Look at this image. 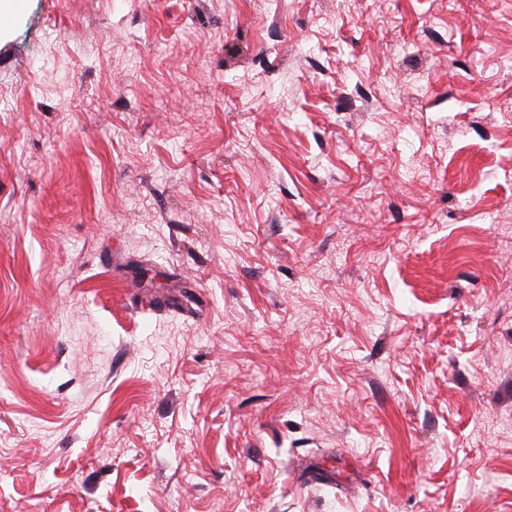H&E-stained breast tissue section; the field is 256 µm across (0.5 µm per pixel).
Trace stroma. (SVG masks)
Segmentation results:
<instances>
[{"label": "stroma", "mask_w": 512, "mask_h": 512, "mask_svg": "<svg viewBox=\"0 0 512 512\" xmlns=\"http://www.w3.org/2000/svg\"><path fill=\"white\" fill-rule=\"evenodd\" d=\"M504 101L512 0L8 12L0 512H512Z\"/></svg>", "instance_id": "35a3bbf8"}]
</instances>
